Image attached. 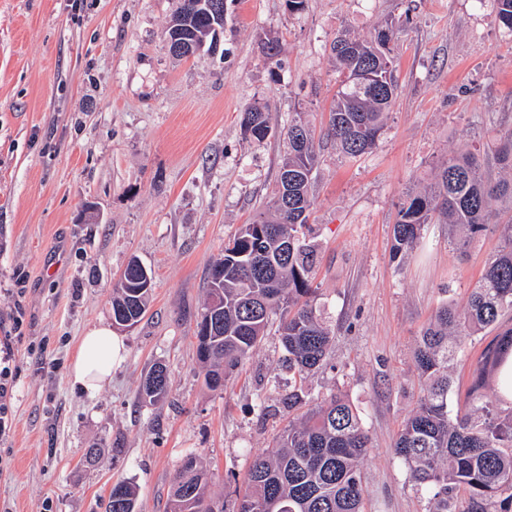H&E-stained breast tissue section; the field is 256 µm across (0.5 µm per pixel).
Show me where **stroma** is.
<instances>
[{
	"label": "stroma",
	"instance_id": "stroma-1",
	"mask_svg": "<svg viewBox=\"0 0 512 512\" xmlns=\"http://www.w3.org/2000/svg\"><path fill=\"white\" fill-rule=\"evenodd\" d=\"M179 0H0V337L13 390L0 435V512H104L118 481L137 512H168L187 455L213 475L220 506L293 412L288 399L343 391L372 446L367 512H427L394 453L421 383L414 349L445 303L465 306L501 245L490 225L464 249L426 225L404 262L390 258L398 204L448 153L512 129V34L493 0H225L220 50L175 59L164 31ZM397 30L399 95L373 150L350 159L327 135L336 92L329 45L347 28ZM266 106L277 134L245 142L239 115ZM315 129L319 165L310 237L315 305L332 331L327 365L298 379L277 324L224 389L210 391L194 329L209 268L237 228L266 210L295 114ZM151 271L127 355L95 397L68 369L80 336L111 322L130 259ZM512 328L462 337L452 410L497 394L485 350ZM168 392L140 383L154 364ZM96 449L87 464L88 449ZM165 371L164 377L161 381L152 385L151 380L153 379V375L157 372L163 373ZM168 379H169V370L166 365L162 363L155 364L148 374L146 375L142 385H141V395L145 400H148L150 403H154L156 401L161 400L166 392L168 387Z\"/></svg>",
	"mask_w": 512,
	"mask_h": 512
}]
</instances>
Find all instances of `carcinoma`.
Instances as JSON below:
<instances>
[{"instance_id":"carcinoma-1","label":"carcinoma","mask_w":512,"mask_h":512,"mask_svg":"<svg viewBox=\"0 0 512 512\" xmlns=\"http://www.w3.org/2000/svg\"><path fill=\"white\" fill-rule=\"evenodd\" d=\"M499 24L512 32V0H494ZM224 32V0H180L165 29L166 40L193 44V52L216 47ZM396 32L377 28L361 38L342 30L331 43L336 61V100L328 135L336 149L357 158L375 145L397 95L396 60L390 44ZM245 141L272 134L266 107L254 103L240 112ZM284 158L269 207L241 225L209 273L207 299L197 323L210 319L208 336L195 331L197 357L206 368L208 388L224 387V370L235 368L259 346L272 315L280 318V337L288 362L302 377L326 363L331 331L311 300L314 246L305 228L313 204L318 164L308 122L297 118L286 133ZM492 161L512 173V131L493 149ZM512 202V179L492 180L477 149L448 154L433 181L406 193L393 226L391 257L405 259L419 244L435 215L448 225V244L463 248L495 223V205ZM504 245L471 288L466 305L439 308L423 329L415 365L424 380L416 409L398 433L396 454L412 479L428 494V512H454L459 489L468 491L475 510L512 512V412L476 397L472 408L448 411L453 386L450 363L460 336H477L512 311V221L501 225ZM153 288L144 266L130 260L112 296L118 325L144 316ZM168 368L155 364L141 385L149 402L161 400ZM370 438L359 412L342 396L316 398L276 439L273 450L253 456L244 491L235 494L232 512H365L361 464ZM210 473L194 456L173 477L170 512H224L210 496ZM136 489L112 485L105 512H135Z\"/></svg>"}]
</instances>
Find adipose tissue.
I'll list each match as a JSON object with an SVG mask.
<instances>
[{"label":"adipose tissue","mask_w":512,"mask_h":512,"mask_svg":"<svg viewBox=\"0 0 512 512\" xmlns=\"http://www.w3.org/2000/svg\"><path fill=\"white\" fill-rule=\"evenodd\" d=\"M124 343L114 335L111 326L98 325L81 336L69 367V377L74 386L88 395L103 390L112 377V369L124 358Z\"/></svg>","instance_id":"1"}]
</instances>
